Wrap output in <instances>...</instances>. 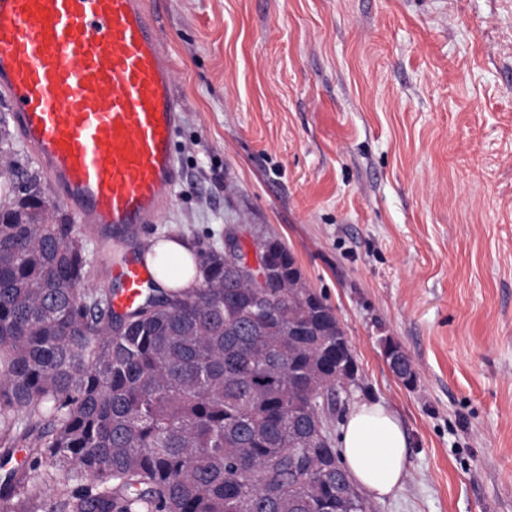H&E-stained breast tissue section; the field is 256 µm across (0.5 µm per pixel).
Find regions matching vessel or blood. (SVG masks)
Returning <instances> with one entry per match:
<instances>
[{"mask_svg":"<svg viewBox=\"0 0 512 512\" xmlns=\"http://www.w3.org/2000/svg\"><path fill=\"white\" fill-rule=\"evenodd\" d=\"M0 94L72 222L134 240L171 201L182 110L147 0H0ZM126 310L150 277L117 270Z\"/></svg>","mask_w":512,"mask_h":512,"instance_id":"1","label":"vessel or blood"}]
</instances>
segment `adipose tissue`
Returning <instances> with one entry per match:
<instances>
[{"label":"adipose tissue","mask_w":512,"mask_h":512,"mask_svg":"<svg viewBox=\"0 0 512 512\" xmlns=\"http://www.w3.org/2000/svg\"><path fill=\"white\" fill-rule=\"evenodd\" d=\"M344 467L370 495H391L407 478L408 439L397 415L367 400L348 414L339 438Z\"/></svg>","instance_id":"obj_1"}]
</instances>
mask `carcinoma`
Instances as JSON below:
<instances>
[{"label": "carcinoma", "mask_w": 512, "mask_h": 512, "mask_svg": "<svg viewBox=\"0 0 512 512\" xmlns=\"http://www.w3.org/2000/svg\"><path fill=\"white\" fill-rule=\"evenodd\" d=\"M0 504L4 512H371L350 497L333 435L308 449L355 362L313 288H253L236 254L196 255L197 288L155 280L119 314L39 171L0 117ZM283 282H304L267 242ZM25 468H8L14 448ZM62 479L80 488L52 499Z\"/></svg>", "instance_id": "cac0c4a2"}]
</instances>
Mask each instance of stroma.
Wrapping results in <instances>:
<instances>
[{
    "label": "stroma",
    "instance_id": "35a3bbf8",
    "mask_svg": "<svg viewBox=\"0 0 512 512\" xmlns=\"http://www.w3.org/2000/svg\"><path fill=\"white\" fill-rule=\"evenodd\" d=\"M180 181L138 242L278 236L408 437L373 512H512V0H151ZM90 286L115 259L79 229ZM413 360L404 385L385 339Z\"/></svg>",
    "mask_w": 512,
    "mask_h": 512
}]
</instances>
